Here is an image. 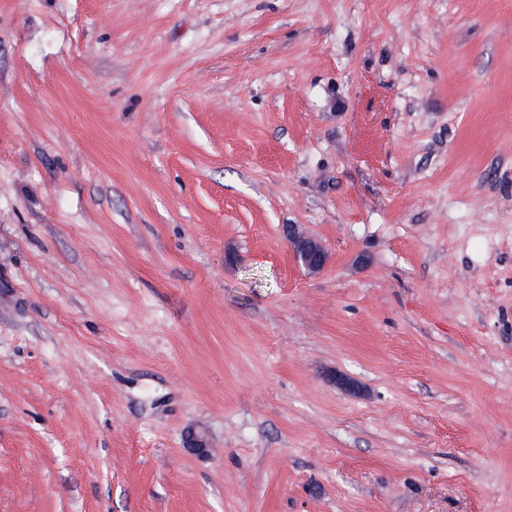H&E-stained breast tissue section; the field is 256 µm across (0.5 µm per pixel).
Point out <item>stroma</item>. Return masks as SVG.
<instances>
[{
  "label": "stroma",
  "mask_w": 512,
  "mask_h": 512,
  "mask_svg": "<svg viewBox=\"0 0 512 512\" xmlns=\"http://www.w3.org/2000/svg\"><path fill=\"white\" fill-rule=\"evenodd\" d=\"M0 512H512V0H0ZM288 245L294 261L310 273L321 272L329 264L330 254L323 243L298 224H288Z\"/></svg>",
  "instance_id": "stroma-1"
}]
</instances>
